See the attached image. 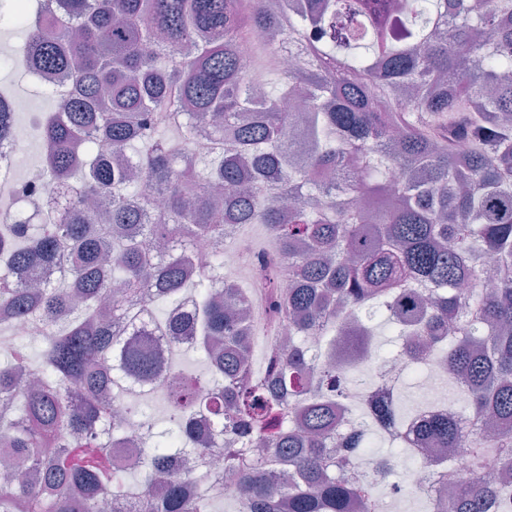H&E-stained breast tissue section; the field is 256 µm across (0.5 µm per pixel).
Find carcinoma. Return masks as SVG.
<instances>
[{
	"instance_id": "cac0c4a2",
	"label": "carcinoma",
	"mask_w": 512,
	"mask_h": 512,
	"mask_svg": "<svg viewBox=\"0 0 512 512\" xmlns=\"http://www.w3.org/2000/svg\"><path fill=\"white\" fill-rule=\"evenodd\" d=\"M63 7L69 25L51 0L28 25L43 91L77 86L40 132L35 178L51 198L17 196L23 219L0 227V322L45 327L37 362L0 349V512H212L228 474L237 512H384L389 470L368 456V428L405 453L407 418L398 393L348 378L374 322L399 336L391 359L431 352L466 380L468 414L419 427L437 449H466L471 473L441 476L454 489L429 512H490L511 495L486 473L512 460V0ZM279 42L300 50L294 67ZM244 224L266 228L288 282L267 294L273 339L253 377L242 289L214 288L220 245ZM276 316L299 341L274 339ZM155 331L192 335L208 369L165 394L177 428L153 431L142 495L111 459L113 389L157 379ZM197 414L224 443L195 447ZM253 437L259 458L237 447ZM217 456L188 500L181 466Z\"/></svg>"
}]
</instances>
